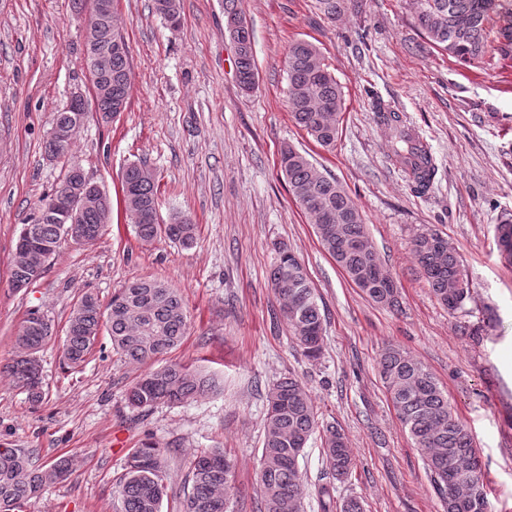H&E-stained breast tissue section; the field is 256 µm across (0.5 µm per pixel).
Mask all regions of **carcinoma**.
Here are the masks:
<instances>
[{"instance_id": "1", "label": "carcinoma", "mask_w": 512, "mask_h": 512, "mask_svg": "<svg viewBox=\"0 0 512 512\" xmlns=\"http://www.w3.org/2000/svg\"><path fill=\"white\" fill-rule=\"evenodd\" d=\"M325 16L334 20L348 9L347 0H318ZM155 10L172 27L181 23L180 0H154ZM408 6L430 45L462 62L512 57V0H409ZM227 33L236 48L239 87L254 88L257 65L253 32L238 7V0H224ZM88 20L95 26L84 35L87 66L96 58L108 60L107 73L92 82L95 111L108 119L126 110L132 86L129 49L117 27L114 0H92ZM288 105L294 123L317 144L332 149L339 135L344 105L342 86L320 50L303 39L293 41L286 57ZM377 122L393 139V161L423 194L432 186L436 165L431 152L406 125L402 116L384 105H375ZM89 116V104L77 96L53 118L44 149L48 157L66 164L62 181L44 195L26 219L15 245L10 282L31 287L42 278L46 263L60 241H95L112 210L110 196L92 193L90 180L80 166L69 162L78 132ZM69 129L65 141L58 132ZM280 168L294 200L315 224L324 251L347 280L372 302L393 312L402 311L398 289L385 288L390 272L381 262L367 231L365 219L346 190L320 172L292 146L280 154ZM125 211L137 236L146 242L165 238L183 248L196 240V225L184 215L168 224L159 222L160 198L156 175L145 161L129 164L122 174ZM440 232L428 230L413 239L415 262L433 294L448 310L466 311L473 298L457 252L439 244ZM498 249L512 258V216L496 225ZM269 281L283 300V315L290 332L309 360L320 358L323 349V318L308 272L288 249L279 258ZM106 328L112 351L127 363L146 364L177 347L188 331L186 308L179 291L155 279L126 283L101 307L91 294L75 303L65 330L63 358L71 369L80 367ZM53 338L52 320L43 312L28 313L16 338V355L6 364L13 383L34 400L41 397L37 353ZM380 379L396 417L426 466L430 484L444 512H489L482 466L473 437L456 418L448 395L432 372L397 345L380 353ZM215 381L186 365L167 362L141 374L126 391L128 404L143 411L174 405L214 392ZM267 417L263 428L257 512H304L306 487L299 468L304 448L319 429L318 413L309 391L293 375L268 386ZM323 454L332 478L343 482L354 465L352 453L338 428L323 429ZM167 458L160 443L147 438L131 449L124 473L117 481L120 512H162ZM72 462L63 459L45 467L33 462L18 448H0V512H17L35 504L49 484L70 476ZM234 472L222 448L197 453L191 461V489L181 512H228ZM322 512H364L362 501L348 497L336 503L329 486L319 488Z\"/></svg>"}]
</instances>
